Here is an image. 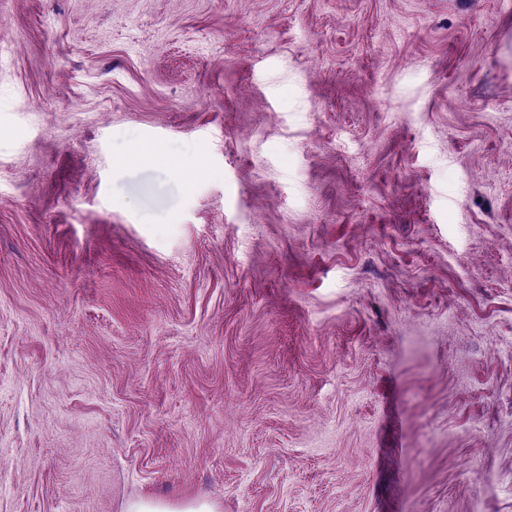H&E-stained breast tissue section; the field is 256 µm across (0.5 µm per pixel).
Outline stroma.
I'll list each match as a JSON object with an SVG mask.
<instances>
[{"label":"stroma","instance_id":"1","mask_svg":"<svg viewBox=\"0 0 512 512\" xmlns=\"http://www.w3.org/2000/svg\"><path fill=\"white\" fill-rule=\"evenodd\" d=\"M512 512V0H0V512ZM219 506L210 501H191L172 504L150 498L131 503L126 512H219Z\"/></svg>","mask_w":512,"mask_h":512}]
</instances>
